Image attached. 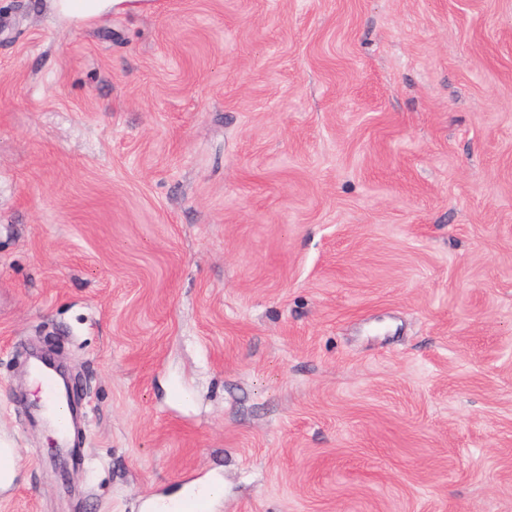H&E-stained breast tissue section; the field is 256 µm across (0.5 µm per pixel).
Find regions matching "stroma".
Instances as JSON below:
<instances>
[{"instance_id": "35a3bbf8", "label": "stroma", "mask_w": 512, "mask_h": 512, "mask_svg": "<svg viewBox=\"0 0 512 512\" xmlns=\"http://www.w3.org/2000/svg\"><path fill=\"white\" fill-rule=\"evenodd\" d=\"M49 2L0 0V512H512V0ZM57 20L69 25L86 23L112 14L127 13L137 9L135 0H50ZM33 373L36 376L37 382L44 390L41 393L42 400L45 399L46 395V408L48 412L55 419L61 434L65 436L68 430V421L63 419L61 414V403L65 399L60 395L55 379L47 370L40 367L35 368Z\"/></svg>"}]
</instances>
